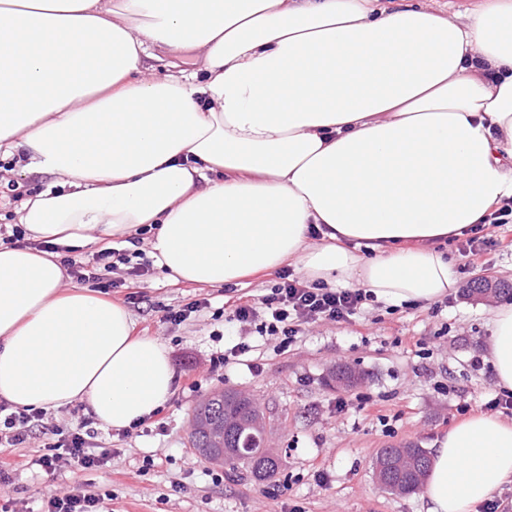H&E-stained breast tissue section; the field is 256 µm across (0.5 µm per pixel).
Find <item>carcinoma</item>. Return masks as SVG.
<instances>
[{
    "label": "carcinoma",
    "instance_id": "1",
    "mask_svg": "<svg viewBox=\"0 0 512 512\" xmlns=\"http://www.w3.org/2000/svg\"><path fill=\"white\" fill-rule=\"evenodd\" d=\"M261 411L255 400L226 402L218 396L201 401L194 409L195 430L192 447L202 456L209 449H224V460L233 468L249 472L253 480L262 482L275 473L278 461L263 447L262 432L250 424L251 415ZM234 417L239 425L224 427V416ZM410 462L389 472L381 488L388 492L411 495L423 484L430 464L427 451L417 445L408 446Z\"/></svg>",
    "mask_w": 512,
    "mask_h": 512
}]
</instances>
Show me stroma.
Masks as SVG:
<instances>
[{"label": "stroma", "mask_w": 512, "mask_h": 512, "mask_svg": "<svg viewBox=\"0 0 512 512\" xmlns=\"http://www.w3.org/2000/svg\"><path fill=\"white\" fill-rule=\"evenodd\" d=\"M59 176L27 168L20 157L0 159V226L11 207ZM461 284L488 276L512 284V252L491 250L469 266L454 254ZM108 297L134 319L133 333L164 341L178 375L159 419L116 431L98 426V446L110 449L104 467L81 469L60 461L53 473L39 467L14 472L0 487L9 512H40L45 497L74 488L101 499V512H425L421 494L399 496L380 488L373 463L379 449L434 443L460 416L458 404L479 406L498 388L490 369H476L491 332L490 304L452 293L424 306L387 308L369 301L349 323L317 322L286 351L260 341L254 327L231 320L224 288L175 283L154 268L133 278L127 266L111 274ZM205 298L208 308L175 324L170 309ZM247 342L246 361L221 363L225 348ZM340 365L355 369L361 383L328 386ZM246 389L266 404L280 459L275 474L255 484L244 470L225 469L215 481L206 461L189 444V417L198 401L219 389ZM84 404L47 411L46 427L26 448L38 458L86 419Z\"/></svg>", "instance_id": "obj_1"}]
</instances>
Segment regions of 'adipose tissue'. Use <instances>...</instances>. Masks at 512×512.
Instances as JSON below:
<instances>
[{"instance_id": "obj_1", "label": "adipose tissue", "mask_w": 512, "mask_h": 512, "mask_svg": "<svg viewBox=\"0 0 512 512\" xmlns=\"http://www.w3.org/2000/svg\"><path fill=\"white\" fill-rule=\"evenodd\" d=\"M0 155L62 179L0 246V398L127 429L173 395L170 351L52 246L147 226L176 282L288 265L392 307L455 292L449 240L512 202V0L462 22L408 0H0ZM491 322L512 391V303ZM510 482L512 421L479 414L436 441L422 497L472 512Z\"/></svg>"}]
</instances>
